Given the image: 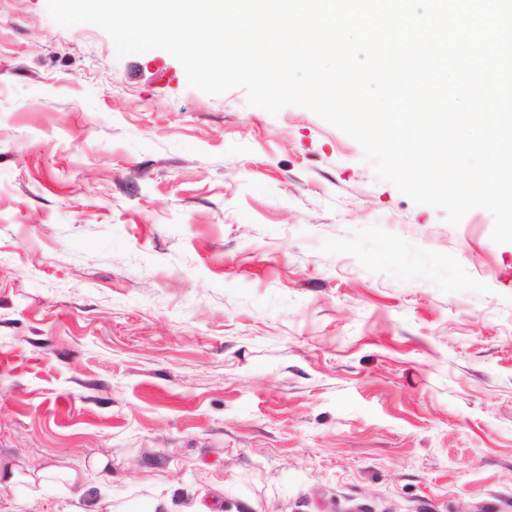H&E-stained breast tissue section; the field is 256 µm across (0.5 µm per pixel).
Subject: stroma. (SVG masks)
I'll return each instance as SVG.
<instances>
[{"label": "stroma", "mask_w": 512, "mask_h": 512, "mask_svg": "<svg viewBox=\"0 0 512 512\" xmlns=\"http://www.w3.org/2000/svg\"><path fill=\"white\" fill-rule=\"evenodd\" d=\"M446 218L306 108L0 0V467L111 456L51 512H512V243Z\"/></svg>", "instance_id": "35a3bbf8"}]
</instances>
